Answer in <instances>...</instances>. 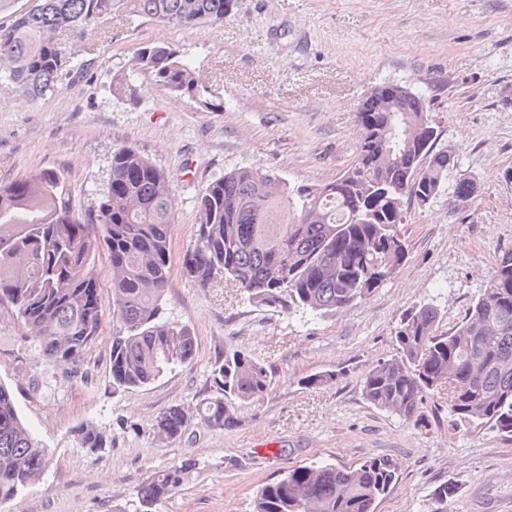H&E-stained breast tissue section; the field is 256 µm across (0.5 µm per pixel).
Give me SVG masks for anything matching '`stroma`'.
<instances>
[{"label":"stroma","instance_id":"1","mask_svg":"<svg viewBox=\"0 0 512 512\" xmlns=\"http://www.w3.org/2000/svg\"><path fill=\"white\" fill-rule=\"evenodd\" d=\"M153 43L192 61L223 110L200 111L145 73L135 101L113 97V73ZM386 81L430 100L454 174L479 181L472 204L455 206L448 190L411 204L398 273L325 318L258 307L232 286L203 289L183 275L195 200L211 179L251 166L292 185L335 180L356 154L363 99ZM508 88L512 0H234L223 22L192 29L116 19L84 71L42 99L0 88V183L56 169L81 213L103 190L118 146H135L167 174L176 213L166 314L198 340L190 364L123 391L110 376L111 319L81 363L50 368L29 332L1 315L0 383L49 465L0 512L128 508L152 472L188 458L195 472L158 512H251L257 489L285 471L370 457L400 464L376 512H431L434 489L449 481L458 494L448 512H512V438L453 427L446 391L427 397L417 425L369 404L361 386L394 355L393 329L408 307L435 301L442 327L455 326L486 288L496 253L512 247V106L500 102ZM232 350L267 366L272 383L260 401L235 404V428H209L197 409L214 395L216 360ZM319 372L332 381L302 385ZM172 404L190 428L158 438L154 420ZM82 423L105 427L111 444L94 454L79 447L73 429Z\"/></svg>","mask_w":512,"mask_h":512}]
</instances>
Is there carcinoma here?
<instances>
[{
	"label": "carcinoma",
	"mask_w": 512,
	"mask_h": 512,
	"mask_svg": "<svg viewBox=\"0 0 512 512\" xmlns=\"http://www.w3.org/2000/svg\"><path fill=\"white\" fill-rule=\"evenodd\" d=\"M0 0V84L26 100L54 89L65 73L87 66L88 33L109 37L113 16L193 28L224 21L233 0ZM147 73L172 93L215 112L208 85L176 49L147 45L132 67L112 77V95L135 97V80ZM360 139L351 165L334 181L292 186L268 172L242 167L207 183L195 202L192 244L183 273L201 288L217 278L249 301L285 314L334 315L380 288L406 259L400 225L409 204L443 192L451 162L437 147L425 96L398 87L384 106L376 90L357 112ZM476 181L462 175L452 198L468 197ZM175 198L169 179L137 148L112 151L109 178L95 205L75 213L60 175L40 169L0 185V312L16 314L34 333L49 366L80 363L100 335L105 306L95 273L105 253L112 270V387L138 389L191 363L197 337L185 324L162 316L171 272ZM432 303L402 314L394 329L397 353L362 379L364 398L406 421L423 420L427 396L448 384V414L467 430L489 426L512 436V248L497 253L487 287L465 320L441 330ZM216 396L198 408L209 428L230 429L232 404L258 401L268 392V368L242 351L227 352L212 371ZM190 425L179 405L165 408L155 433L172 439ZM82 448L105 449L106 431L81 424ZM47 450L20 417L12 391L0 383V504L14 499L46 468ZM196 462L186 459L155 471L136 490L134 512H156L188 481ZM398 463L373 457L356 467L328 460L289 470L256 493L252 512H376L398 479ZM457 487L435 492L434 512H448Z\"/></svg>",
	"instance_id": "obj_1"
}]
</instances>
